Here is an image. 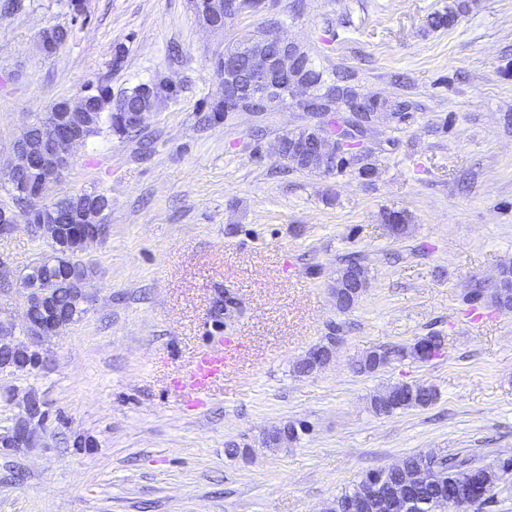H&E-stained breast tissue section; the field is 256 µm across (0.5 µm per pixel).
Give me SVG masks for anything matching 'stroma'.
<instances>
[{
	"mask_svg": "<svg viewBox=\"0 0 512 512\" xmlns=\"http://www.w3.org/2000/svg\"><path fill=\"white\" fill-rule=\"evenodd\" d=\"M69 2L0 13V206L12 203L15 141L57 98L157 78L177 95L146 120L151 153L140 137L90 138L49 189L106 193L111 231L81 255L82 320L47 340L44 367L0 374V390L35 391L62 415L40 447L0 448V512H325L411 454L512 457V312L464 301L512 261V0H471L435 32L425 20L449 0H265L221 34L190 0H83L79 16ZM270 16L317 66L415 102L409 121L371 131L370 180L287 168L272 145L307 113L207 112L224 92L214 57ZM50 27L73 35L48 57L38 35ZM387 209L408 213L407 237L389 235ZM47 250L25 224L0 233V318L21 320L20 278ZM351 252L369 285L342 313L331 285ZM431 332L440 357L358 371L366 352ZM330 336V365L294 374ZM211 351L237 360L207 393H187V371ZM405 382L437 400L375 414L374 396ZM289 420L308 432L265 447ZM232 443L243 453L228 455Z\"/></svg>",
	"mask_w": 512,
	"mask_h": 512,
	"instance_id": "35a3bbf8",
	"label": "stroma"
}]
</instances>
